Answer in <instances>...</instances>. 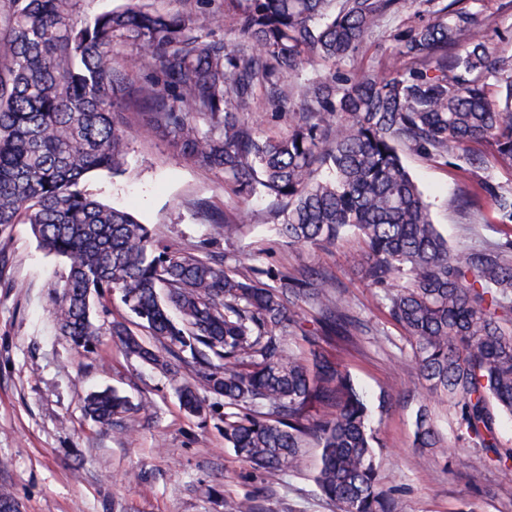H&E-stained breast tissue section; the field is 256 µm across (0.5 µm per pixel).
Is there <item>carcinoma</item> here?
<instances>
[{
  "instance_id": "cac0c4a2",
  "label": "carcinoma",
  "mask_w": 512,
  "mask_h": 512,
  "mask_svg": "<svg viewBox=\"0 0 512 512\" xmlns=\"http://www.w3.org/2000/svg\"><path fill=\"white\" fill-rule=\"evenodd\" d=\"M481 0H224L241 42L198 34L218 16L152 11L141 0L79 20L72 0H13L0 34V226L29 224L39 247L68 274L53 314L77 348L97 339V307L121 292L135 327L112 326L126 353L179 384L183 408L206 412L224 399V443L267 473L300 469L321 448L315 484L336 512H397L385 489L364 394L321 343L351 335L324 279L240 269L233 256L153 249L147 225L85 189L87 177L124 172L126 142L115 109L128 86L112 46L122 36L159 77L142 88L149 123L173 134L195 164L224 173L245 196L276 205V233L329 246L360 237L365 278L385 293L389 317L412 340L426 389L453 408L456 438L479 447L504 475L512 448L500 443L512 417V245L459 251L434 224L401 151L469 160L489 144L512 166V56L493 55ZM397 26V62L381 72L341 70L385 18ZM334 67L285 89L306 61ZM498 88L490 97V86ZM288 133L256 135L247 115L259 97ZM196 113L205 132L188 121ZM332 171L323 180L321 167ZM481 189L512 221V190ZM405 279L401 286L394 278ZM318 316L298 315L299 303ZM200 367L180 376L183 353ZM323 409L320 414L316 408ZM148 408L114 391L89 394L84 411L109 427ZM415 446L438 447L431 411L415 416ZM225 512H266L263 498L224 502Z\"/></svg>"
}]
</instances>
